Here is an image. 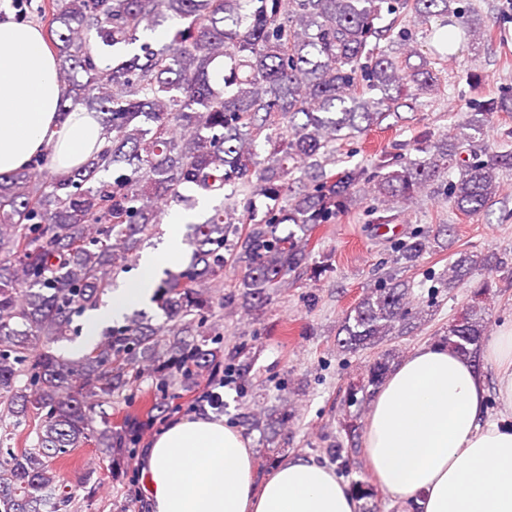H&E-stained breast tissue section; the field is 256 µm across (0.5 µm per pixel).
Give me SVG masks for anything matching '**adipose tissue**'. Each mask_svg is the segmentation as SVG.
Wrapping results in <instances>:
<instances>
[{
  "label": "adipose tissue",
  "mask_w": 512,
  "mask_h": 512,
  "mask_svg": "<svg viewBox=\"0 0 512 512\" xmlns=\"http://www.w3.org/2000/svg\"><path fill=\"white\" fill-rule=\"evenodd\" d=\"M58 60L36 25L0 19V173L50 153L65 176L102 152L103 127L84 108L61 115ZM183 218L139 261L111 301L87 314V340L149 303L157 274L182 265ZM484 367L441 343L416 348L374 393L362 446L379 486L419 512H512V324L482 345ZM496 397L497 414L488 399ZM146 512H359L335 467L291 456L257 480L250 441L205 416L169 423L140 456Z\"/></svg>",
  "instance_id": "ef3b65f1"
}]
</instances>
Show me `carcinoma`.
<instances>
[{
	"label": "carcinoma",
	"instance_id": "cac0c4a2",
	"mask_svg": "<svg viewBox=\"0 0 512 512\" xmlns=\"http://www.w3.org/2000/svg\"><path fill=\"white\" fill-rule=\"evenodd\" d=\"M451 0H50L48 35L59 61L67 114L81 106L99 114L108 145L59 177L44 156L30 167L0 173V404L12 426L31 429L28 447L0 436V512H69L75 491L56 465L71 449L93 442L106 449L108 468L146 424L169 409L178 391L205 372L238 367L244 350H225L209 318L224 300L257 308L270 291L301 268L317 279L327 266L309 263L313 232L333 224L373 185L379 204H412L456 167L445 200L466 216L499 193L512 168V149L468 159L472 139L496 112H512V97L478 101L467 131L436 137L424 130L403 147L382 151L373 170L336 168V144L378 126L406 97L439 89L427 61L413 65V37L397 28L408 12L427 23L450 14L474 41L484 39L480 17ZM169 20L167 40H140ZM397 43L400 54L380 48ZM107 60L99 67L92 53ZM224 61L223 71L213 63ZM265 136V156L257 151ZM112 172V179L99 177ZM217 200L213 214L189 224L188 263L163 270L151 303L165 320L140 311L103 331L76 359L54 346L79 334L74 317L101 304L119 274L153 235L174 202L193 210ZM439 246L418 231L395 244L396 263L415 268ZM239 272L237 292L215 298L224 270ZM492 257L461 252L439 279L449 291L470 285L472 298L493 288ZM415 298L395 275L371 288L338 328L345 353L373 349L389 336L412 332ZM487 325L470 305L438 342L477 356ZM388 360L348 388V400L380 383ZM154 400L146 418L112 427L103 406L118 402L142 378ZM100 412L102 427L90 424ZM292 410L264 408L243 417L269 434L288 424ZM346 442L330 450L342 460L359 452V425L345 424Z\"/></svg>",
	"mask_w": 512,
	"mask_h": 512
}]
</instances>
